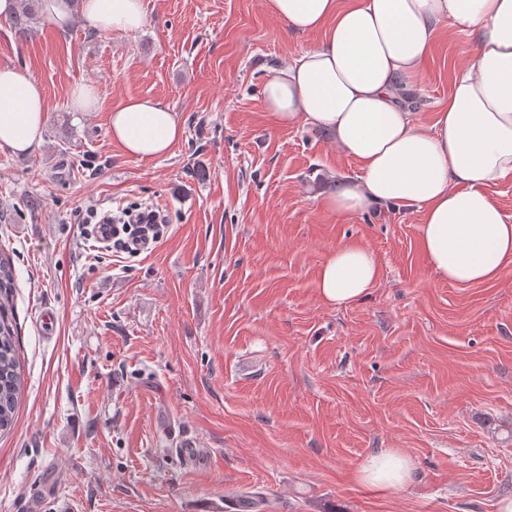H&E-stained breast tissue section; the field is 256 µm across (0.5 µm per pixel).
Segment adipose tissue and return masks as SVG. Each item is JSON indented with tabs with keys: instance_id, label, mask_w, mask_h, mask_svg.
Here are the masks:
<instances>
[{
	"instance_id": "1",
	"label": "adipose tissue",
	"mask_w": 512,
	"mask_h": 512,
	"mask_svg": "<svg viewBox=\"0 0 512 512\" xmlns=\"http://www.w3.org/2000/svg\"><path fill=\"white\" fill-rule=\"evenodd\" d=\"M294 32H323L321 42L278 65L263 86L278 125L330 134L358 172L319 199L352 217L403 206L422 217L421 245L448 283H491L512 266V218L488 192L512 174V0H265ZM60 29L81 24L100 34L133 33L144 25L143 0H42ZM471 30L474 55L455 77L448 103L432 124L408 106L443 22ZM47 102L27 68L0 67V147L30 154L42 140ZM113 143L130 158L166 156L183 136L162 101L131 98L109 115ZM380 274L373 253L350 241L322 263V300L359 301ZM412 474L409 457L391 449L367 456L365 484L397 488Z\"/></svg>"
}]
</instances>
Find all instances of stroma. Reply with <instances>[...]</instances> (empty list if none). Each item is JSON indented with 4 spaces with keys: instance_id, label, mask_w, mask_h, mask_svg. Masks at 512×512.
Segmentation results:
<instances>
[{
    "instance_id": "1",
    "label": "stroma",
    "mask_w": 512,
    "mask_h": 512,
    "mask_svg": "<svg viewBox=\"0 0 512 512\" xmlns=\"http://www.w3.org/2000/svg\"><path fill=\"white\" fill-rule=\"evenodd\" d=\"M143 3L131 34L44 18L24 39L0 19V66L27 67L48 104L31 154L0 148L23 370L0 512H238L256 491L261 512H497L512 498V267L452 285L419 214L320 208L356 162L322 131L275 124L262 96L272 66L319 34L293 33L264 0ZM473 51L468 32L440 29L414 90L424 121ZM82 83L94 111L71 105ZM140 97L184 126L166 157L129 158L110 137L112 109ZM136 201L168 229L135 258L67 221ZM349 241L380 278L363 300L326 304L320 266ZM185 440L195 457L180 456ZM386 448L412 459V479L359 482Z\"/></svg>"
}]
</instances>
